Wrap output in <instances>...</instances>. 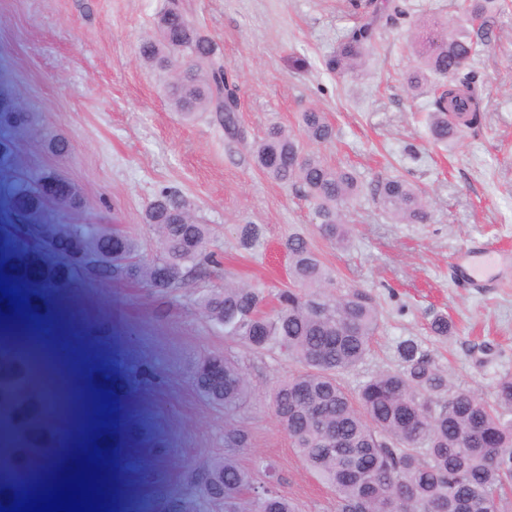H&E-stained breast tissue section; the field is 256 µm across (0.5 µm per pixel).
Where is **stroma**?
<instances>
[{
  "mask_svg": "<svg viewBox=\"0 0 512 512\" xmlns=\"http://www.w3.org/2000/svg\"><path fill=\"white\" fill-rule=\"evenodd\" d=\"M188 2L193 21L237 74L243 141L225 140L208 114L183 119L165 96L164 74L138 58L136 46L154 34L164 0H0V112L37 119L25 131L0 129V200L13 201L15 176L34 181L45 168L57 169L83 200L79 210L29 200L0 223V246L21 240L65 267L59 309L84 313V341L108 353L68 373L44 422L56 428L67 413L71 439L87 438L82 404L67 388L88 387L104 374L112 387L103 431L119 446L102 478L130 512H197L189 472L225 455L229 424L249 436L235 457L256 483L266 479L259 462L272 464L280 492L299 512H336L333 494L267 407L288 362L225 336L186 297L173 316L157 319L151 291L101 274L62 229L116 224L152 253L157 240L142 213L173 187L213 228L229 278L269 288L289 281L283 241L304 234L338 287L369 290L381 310L371 354L344 376L349 386L397 368L396 346L410 337L447 370L454 388L492 398L496 380L512 374V282L470 288L452 260L472 244L512 248V8L494 17L496 37L473 64L483 92L480 129L443 145L429 135L427 97L413 96L403 76L415 60L412 22L461 23L458 0H405L408 21L379 28L376 54L354 74L326 66L353 24L341 0ZM312 107L336 129L335 140L317 148L329 164L353 171L367 187L383 177L406 179L423 190L429 222L393 223L367 191L350 210L347 248L318 235L309 201L259 170L250 152L269 125L296 128L299 113ZM57 134L69 143L66 155L39 147ZM246 223L262 231L252 251L238 244ZM438 311L454 323L448 336L429 331ZM224 351L237 357L251 388L231 415L198 395L187 370L193 357Z\"/></svg>",
  "mask_w": 512,
  "mask_h": 512,
  "instance_id": "stroma-1",
  "label": "stroma"
}]
</instances>
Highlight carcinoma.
<instances>
[{"label": "carcinoma", "instance_id": "cac0c4a2", "mask_svg": "<svg viewBox=\"0 0 512 512\" xmlns=\"http://www.w3.org/2000/svg\"><path fill=\"white\" fill-rule=\"evenodd\" d=\"M500 0H463L466 25L428 19L415 26L416 64L404 76L406 86L430 97L431 138L445 143L482 121V93L469 71L493 39L491 13ZM355 22L328 61L334 72H356L375 49L376 30L407 15L403 0H348ZM188 59L168 84L175 111L186 116L208 112L228 141L242 140L237 85L217 57L209 38L193 22L188 5L167 0L156 33L137 46L140 58L160 70L174 66L172 53ZM300 130L268 127L252 146L256 164L268 176L301 190L313 204L317 231L343 246L351 229L345 209L362 192L355 175L327 164L304 143L327 144L336 132L325 113L300 114ZM38 188L42 200L71 209L82 199L56 172L47 170ZM371 192L396 224H425L429 211L423 192L399 177L381 178ZM143 223L159 234V247L146 258L135 239L104 224H73L69 236L112 270V277L139 284L166 300L190 295L206 316L252 350L281 355L294 370L277 383L270 407L302 461L336 495V512H504L512 486V375L499 378L495 399L452 389L448 376L417 342L399 343L402 367L379 372L354 391L340 375L366 358L376 335L380 311L371 292L348 287L337 292L336 278L308 241L288 238L291 286L275 294L265 310L266 290L225 280L224 256L210 226L196 220L193 203L177 190L163 189L145 209ZM164 262L175 278L159 287L153 266ZM66 270L48 265L24 247L0 252V280L17 290L25 304L14 310L0 303V320L22 324L48 315ZM224 369V388L206 383L207 370ZM36 367L29 355L15 356L0 373V387L28 378ZM200 394L235 412L249 395L245 374L229 354L190 364ZM55 392L20 402L12 417L0 419V443L18 451L17 468L0 470V501L30 494L29 472L58 468L78 474L81 460L58 451L60 437L43 425ZM248 434L229 424L224 447L245 448ZM211 488L199 491V512H297L271 474L254 485L250 471L227 455L208 462Z\"/></svg>", "mask_w": 512, "mask_h": 512}]
</instances>
